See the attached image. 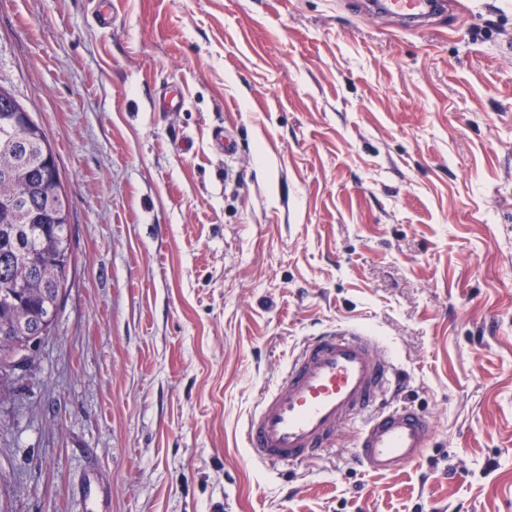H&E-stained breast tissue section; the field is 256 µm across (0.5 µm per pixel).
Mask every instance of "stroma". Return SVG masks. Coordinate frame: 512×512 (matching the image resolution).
I'll return each instance as SVG.
<instances>
[{"label": "stroma", "mask_w": 512, "mask_h": 512, "mask_svg": "<svg viewBox=\"0 0 512 512\" xmlns=\"http://www.w3.org/2000/svg\"><path fill=\"white\" fill-rule=\"evenodd\" d=\"M367 2L112 0L104 30L88 0H0L73 251L0 372V512H512V0L418 29ZM340 326L392 349L430 447L391 476L348 430L250 461L262 392Z\"/></svg>", "instance_id": "35a3bbf8"}]
</instances>
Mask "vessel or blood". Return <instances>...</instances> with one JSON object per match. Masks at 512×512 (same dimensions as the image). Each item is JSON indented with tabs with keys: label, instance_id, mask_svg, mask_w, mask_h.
I'll return each mask as SVG.
<instances>
[{
	"label": "vessel or blood",
	"instance_id": "obj_1",
	"mask_svg": "<svg viewBox=\"0 0 512 512\" xmlns=\"http://www.w3.org/2000/svg\"><path fill=\"white\" fill-rule=\"evenodd\" d=\"M438 6V0H381L382 9L415 26ZM395 380L396 366L374 337L337 328L307 338L247 422L249 459L270 466L314 460L351 423L355 456L366 471L405 470L421 459L435 426L416 408L384 405Z\"/></svg>",
	"mask_w": 512,
	"mask_h": 512
}]
</instances>
